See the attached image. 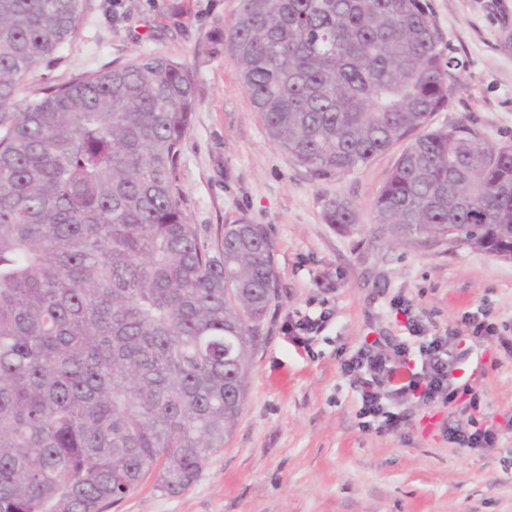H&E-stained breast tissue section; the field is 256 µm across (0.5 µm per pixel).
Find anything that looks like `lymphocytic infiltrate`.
<instances>
[{"label":"lymphocytic infiltrate","mask_w":512,"mask_h":512,"mask_svg":"<svg viewBox=\"0 0 512 512\" xmlns=\"http://www.w3.org/2000/svg\"><path fill=\"white\" fill-rule=\"evenodd\" d=\"M397 308L407 314L409 341L390 350L367 343L343 363L350 376L362 415L384 429L404 426V414L392 412L394 402L415 398L431 404L448 398V370L458 358L444 334L428 333L421 320L410 317V305L399 301Z\"/></svg>","instance_id":"1"}]
</instances>
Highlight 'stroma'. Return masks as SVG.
<instances>
[{"mask_svg":"<svg viewBox=\"0 0 512 512\" xmlns=\"http://www.w3.org/2000/svg\"><path fill=\"white\" fill-rule=\"evenodd\" d=\"M443 48L463 62L431 128L465 123L495 145L512 144V0H429ZM239 0H83L77 35L47 58L32 84L71 77L137 55L175 59L194 74L197 107L182 145L177 184L202 244L225 225H262L279 284L260 325L246 398L230 439L197 481L169 494L156 475L106 512H512V354L472 339L463 313L491 312L512 337V261L466 247L375 234L373 202L401 149L355 173L317 180L267 138L224 51V24ZM344 199L357 229L325 223ZM406 300L430 331L468 337L448 374V404L405 403L402 429L364 426L343 359L363 343L405 337ZM318 320L308 347L288 326ZM492 445L449 442L448 421L469 399Z\"/></svg>","mask_w":512,"mask_h":512,"instance_id":"stroma-1","label":"stroma"}]
</instances>
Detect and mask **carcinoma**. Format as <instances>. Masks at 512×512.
Wrapping results in <instances>:
<instances>
[{
	"instance_id": "cac0c4a2",
	"label": "carcinoma",
	"mask_w": 512,
	"mask_h": 512,
	"mask_svg": "<svg viewBox=\"0 0 512 512\" xmlns=\"http://www.w3.org/2000/svg\"><path fill=\"white\" fill-rule=\"evenodd\" d=\"M81 0H0V512H104L159 470L189 488L243 410L276 295L261 225L208 247L176 184L194 74L138 55L48 85ZM426 0H239L224 48L269 139L317 179L405 144L374 203L392 241L512 256V145L429 128L459 66ZM324 220L351 231L353 205Z\"/></svg>"
}]
</instances>
